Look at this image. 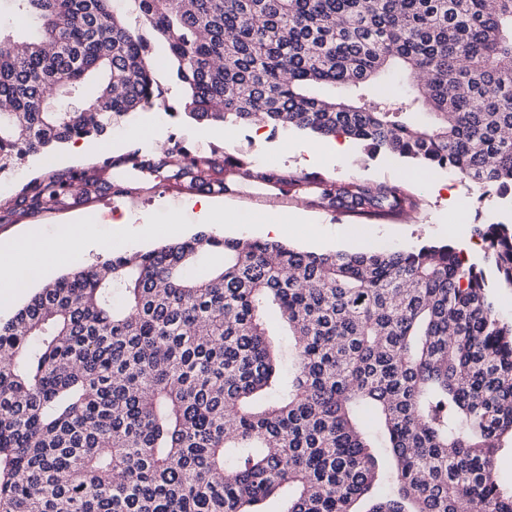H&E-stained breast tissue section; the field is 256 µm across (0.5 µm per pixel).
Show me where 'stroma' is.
<instances>
[{"label":"stroma","mask_w":512,"mask_h":512,"mask_svg":"<svg viewBox=\"0 0 512 512\" xmlns=\"http://www.w3.org/2000/svg\"><path fill=\"white\" fill-rule=\"evenodd\" d=\"M153 64L163 84L166 105L148 112L144 121L167 143H181L192 152L217 149L269 168L334 177L356 174L372 181H405L414 185L424 199L415 219L374 224H357L335 213L306 207L303 219L289 227L286 242L293 247L332 253L379 248L412 250L425 244L450 243L463 251L468 262L479 264L483 261L484 244L475 236L474 225L512 224V198L494 193L477 197L450 169H430L390 155L371 156L353 141L340 159L329 149L321 148L320 138L294 129L269 130L259 137L247 125H229L221 131L215 125L187 119L182 114V94L170 76V61L162 49H155ZM92 161V155L73 152L67 145L31 157L25 164L0 174V196L15 192L45 166L67 170ZM182 199V193L163 182L132 196H112L16 224L0 223V243L30 233L52 237L75 217L91 214L95 217V234L111 240L115 252H126L131 246L147 250L167 242L172 227L169 207ZM217 200L247 219L246 224L225 229V237L250 240L260 238L257 221L266 211L289 215L297 205L295 197L277 189L247 186L236 194L218 195Z\"/></svg>","instance_id":"stroma-1"}]
</instances>
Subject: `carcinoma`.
Returning a JSON list of instances; mask_svg holds the SVG:
<instances>
[{"instance_id": "carcinoma-1", "label": "carcinoma", "mask_w": 512, "mask_h": 512, "mask_svg": "<svg viewBox=\"0 0 512 512\" xmlns=\"http://www.w3.org/2000/svg\"><path fill=\"white\" fill-rule=\"evenodd\" d=\"M10 2L38 35L0 25V171L165 103L161 44L197 122L262 113L512 196V0H132L133 26L112 0ZM392 69L403 95L378 84ZM63 92L80 103L43 107ZM150 176L277 188L358 224L422 207L406 182L175 145L46 167L0 197V223ZM474 233L489 273L451 245L318 254L206 231L75 266L0 321V512H261L285 490L286 512H512L493 476L512 440V322L493 299L512 225Z\"/></svg>"}]
</instances>
